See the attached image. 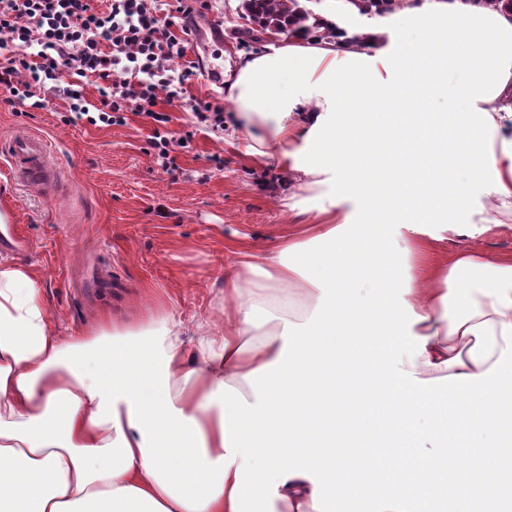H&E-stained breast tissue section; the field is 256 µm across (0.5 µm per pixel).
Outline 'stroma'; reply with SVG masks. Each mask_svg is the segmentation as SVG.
Listing matches in <instances>:
<instances>
[{
  "instance_id": "35a3bbf8",
  "label": "stroma",
  "mask_w": 512,
  "mask_h": 512,
  "mask_svg": "<svg viewBox=\"0 0 512 512\" xmlns=\"http://www.w3.org/2000/svg\"><path fill=\"white\" fill-rule=\"evenodd\" d=\"M196 16L186 58L202 73L187 95L224 103V70L238 57L260 50L245 40L240 0H209ZM0 88V141L37 131L56 147L63 183L55 196L27 193L18 177L0 173V201L15 207V219L33 251L19 259L43 282L53 328L83 333L95 318L132 323L158 302L183 320L224 315V279L241 268L245 254H272L289 235L303 231L313 214L309 193L288 195V175L277 163L255 167L245 141L191 131L189 110H170V129L192 132L178 150V170H157L148 144L152 127L130 116L126 124L97 128L60 121L61 100L42 110L11 105ZM224 159L215 168L212 156ZM121 283L95 306L80 304L70 278L92 264Z\"/></svg>"
}]
</instances>
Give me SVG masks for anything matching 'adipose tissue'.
I'll list each match as a JSON object with an SVG mask.
<instances>
[{"label":"adipose tissue","instance_id":"adipose-tissue-1","mask_svg":"<svg viewBox=\"0 0 512 512\" xmlns=\"http://www.w3.org/2000/svg\"><path fill=\"white\" fill-rule=\"evenodd\" d=\"M319 48L342 60L347 54L378 55L389 49L386 32H362L356 41L345 37L319 40L301 36L265 48V55L286 46ZM254 55L240 58L224 72V101L231 111L224 119V138H245L246 154L256 164L277 160L296 191L318 190L323 179L317 172L297 169L295 153L304 149L311 127L327 111L323 96L302 99L283 119L265 117L244 106L245 90L239 78ZM478 108L492 116L496 128L492 140L495 167L504 192L482 194V212L473 214L475 227L512 222V79L491 100ZM414 263L410 291L405 299L419 320L413 335L425 338L422 355L414 360L415 377L427 380L450 374L488 371L506 347L503 325L512 324V257L491 259L477 247L432 255L425 234L407 230L402 241ZM299 293L302 306L289 316L288 299ZM320 291L298 272L281 264L276 255H252L242 271L224 281V320L186 322L166 310H158L136 324L100 320L91 335L56 332L42 299V283L29 269L0 266V421L22 423L45 414L49 396L67 390L79 399L71 441L75 446H104L124 435L133 452L127 471L97 479L78 488V473L64 447L37 449L17 438L0 437V512H188L173 500L144 468L142 435L129 421V403L117 400V422L93 423L98 398L88 393L66 365L53 362L55 352L71 345L92 343L104 335L139 334L166 328L163 348L171 357L169 394L181 415L199 427L208 460L225 455L223 411L212 402L220 384L239 388L248 402L256 395L246 380L252 371L279 358L284 346V320H309ZM275 315L271 331L258 335L247 322L252 306ZM314 485L296 475L279 486L273 498L276 512H312Z\"/></svg>","mask_w":512,"mask_h":512}]
</instances>
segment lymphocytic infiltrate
<instances>
[{
	"label": "lymphocytic infiltrate",
	"mask_w": 512,
	"mask_h": 512,
	"mask_svg": "<svg viewBox=\"0 0 512 512\" xmlns=\"http://www.w3.org/2000/svg\"><path fill=\"white\" fill-rule=\"evenodd\" d=\"M207 0H0V35L8 55L0 64V87L12 102L45 108L35 88H50L65 103L62 120L105 128L135 115L153 126L149 146L165 173L177 169L174 151L188 137L167 129L169 108L190 109L197 128L224 129L222 107L188 97L197 72L184 64L188 22ZM180 69H173L174 61ZM98 81L97 105H89L83 78Z\"/></svg>",
	"instance_id": "1"
}]
</instances>
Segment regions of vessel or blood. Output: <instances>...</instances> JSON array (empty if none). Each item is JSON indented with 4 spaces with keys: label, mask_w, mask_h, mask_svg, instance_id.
<instances>
[{
    "label": "vessel or blood",
    "mask_w": 512,
    "mask_h": 512,
    "mask_svg": "<svg viewBox=\"0 0 512 512\" xmlns=\"http://www.w3.org/2000/svg\"><path fill=\"white\" fill-rule=\"evenodd\" d=\"M0 154L6 155L10 170L29 190L44 197L55 195L62 181V171L50 141L26 131L15 134L0 145ZM29 237L14 223L8 224L0 235V252L19 254L30 251Z\"/></svg>",
    "instance_id": "1"
}]
</instances>
